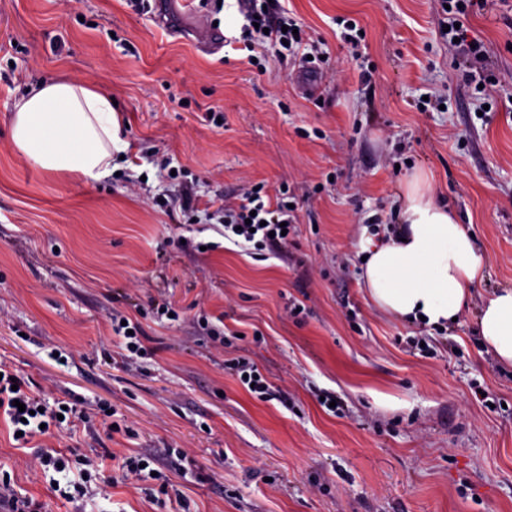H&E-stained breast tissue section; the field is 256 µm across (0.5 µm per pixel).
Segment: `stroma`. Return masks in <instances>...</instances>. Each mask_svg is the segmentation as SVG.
<instances>
[{
    "instance_id": "35a3bbf8",
    "label": "stroma",
    "mask_w": 512,
    "mask_h": 512,
    "mask_svg": "<svg viewBox=\"0 0 512 512\" xmlns=\"http://www.w3.org/2000/svg\"><path fill=\"white\" fill-rule=\"evenodd\" d=\"M281 3L325 55L316 73L271 52L250 65L241 23L211 54L135 0H0V363L89 414L25 446L0 419V474L42 512H512V369L476 324L512 287V0L467 17L481 62L449 46L434 0ZM61 78L117 103L126 147L101 181L44 173L11 144L16 101ZM416 168L490 258L445 330L388 315L362 281ZM259 182L300 200L280 258L224 240L222 202ZM116 308L142 354L113 334ZM243 358L271 397L240 383ZM104 448L151 455L159 479L96 472L75 504L51 481L76 471L36 460Z\"/></svg>"
}]
</instances>
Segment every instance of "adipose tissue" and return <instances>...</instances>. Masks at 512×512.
<instances>
[{"mask_svg":"<svg viewBox=\"0 0 512 512\" xmlns=\"http://www.w3.org/2000/svg\"><path fill=\"white\" fill-rule=\"evenodd\" d=\"M119 121L108 94L71 80L31 87L14 106L10 137L37 168L96 181L112 172ZM400 225L367 241L364 280L372 301L402 320L451 325L464 313L488 260L457 214L439 202L427 173L415 170L399 193ZM494 357L512 367V288L491 293L477 318Z\"/></svg>","mask_w":512,"mask_h":512,"instance_id":"1","label":"adipose tissue"}]
</instances>
